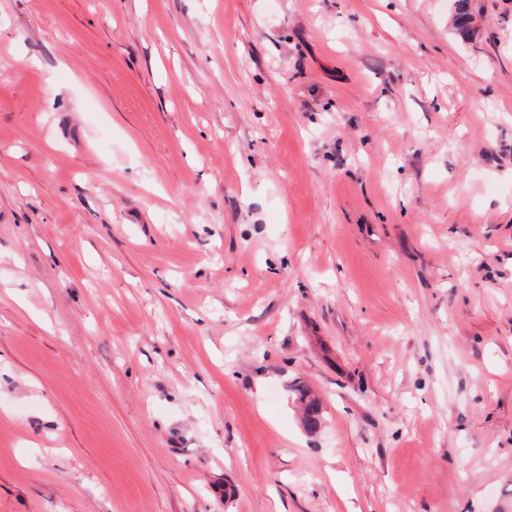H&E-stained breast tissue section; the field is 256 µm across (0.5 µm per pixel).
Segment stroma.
<instances>
[{
	"label": "stroma",
	"mask_w": 512,
	"mask_h": 512,
	"mask_svg": "<svg viewBox=\"0 0 512 512\" xmlns=\"http://www.w3.org/2000/svg\"><path fill=\"white\" fill-rule=\"evenodd\" d=\"M0 512H512V0H0Z\"/></svg>",
	"instance_id": "35a3bbf8"
}]
</instances>
